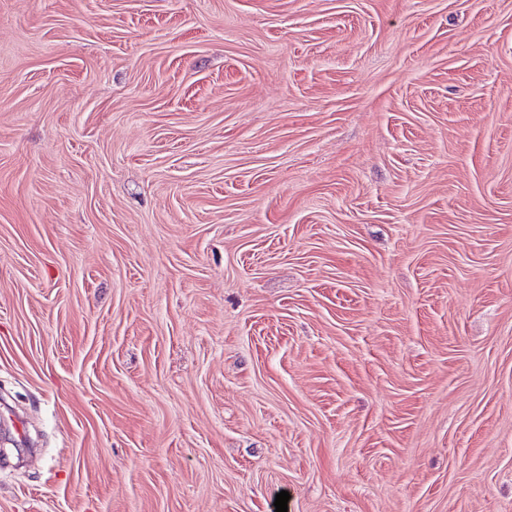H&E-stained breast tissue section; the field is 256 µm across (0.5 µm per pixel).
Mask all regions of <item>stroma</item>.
Instances as JSON below:
<instances>
[{
  "mask_svg": "<svg viewBox=\"0 0 512 512\" xmlns=\"http://www.w3.org/2000/svg\"><path fill=\"white\" fill-rule=\"evenodd\" d=\"M0 512H512V0H0Z\"/></svg>",
  "mask_w": 512,
  "mask_h": 512,
  "instance_id": "1",
  "label": "stroma"
}]
</instances>
